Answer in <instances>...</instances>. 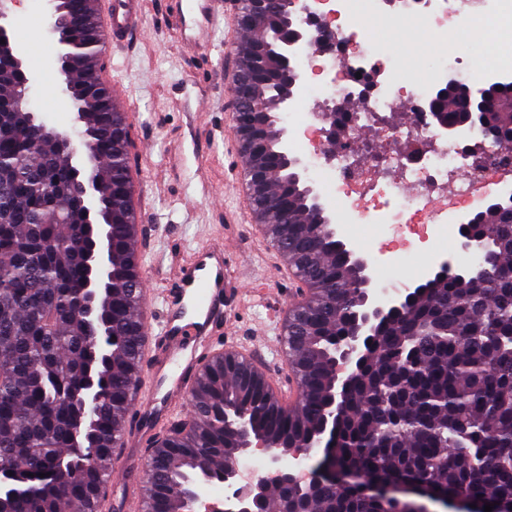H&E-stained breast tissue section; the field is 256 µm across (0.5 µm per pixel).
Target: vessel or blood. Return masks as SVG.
Masks as SVG:
<instances>
[{
	"label": "vessel or blood",
	"mask_w": 512,
	"mask_h": 512,
	"mask_svg": "<svg viewBox=\"0 0 512 512\" xmlns=\"http://www.w3.org/2000/svg\"><path fill=\"white\" fill-rule=\"evenodd\" d=\"M166 22L175 26L182 44L200 51L209 45L210 26L224 12L223 0H167ZM143 0H104L101 30L105 49L127 44L142 28ZM224 245L213 242L192 251L171 283L144 289L137 312L142 324L146 363L142 394L132 400L137 415L152 414L153 428L127 433L124 446L141 447L177 419L200 366L224 352V324L244 295L266 297L265 282L241 283L230 270Z\"/></svg>",
	"instance_id": "b4317fda"
}]
</instances>
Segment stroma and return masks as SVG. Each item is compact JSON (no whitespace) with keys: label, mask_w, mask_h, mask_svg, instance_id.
Instances as JSON below:
<instances>
[{"label":"stroma","mask_w":512,"mask_h":512,"mask_svg":"<svg viewBox=\"0 0 512 512\" xmlns=\"http://www.w3.org/2000/svg\"><path fill=\"white\" fill-rule=\"evenodd\" d=\"M9 33L15 52L29 75V95L34 112L49 126L72 124V108L64 95L48 97V79L58 71L59 46L47 33L46 0H7ZM166 0H144L143 33L135 46L113 49L100 64L111 67L112 77L125 90L132 108L128 112L131 172L137 175L151 287L162 288L196 247L214 239L224 242L236 277L244 281L266 278L267 300L248 302L236 313L224 333L230 341L254 346L259 330L272 343H280L279 326L270 324L271 303L288 304V290L300 280L274 276L281 260L268 241L255 232L253 212L247 211L237 189V157L241 142L234 132L233 83L236 46L223 25L214 29L210 56L196 58L180 44L169 26ZM40 44L30 53L25 44L30 33ZM441 29L422 19L401 32L406 71H417L425 53L448 56L438 45ZM449 261L462 272L474 264L459 237L439 245L438 252L412 251L410 256H390L372 263L371 276L382 286L397 289L432 278L440 263Z\"/></svg>","instance_id":"obj_1"}]
</instances>
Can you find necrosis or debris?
<instances>
[{
  "label": "necrosis or debris",
  "mask_w": 512,
  "mask_h": 512,
  "mask_svg": "<svg viewBox=\"0 0 512 512\" xmlns=\"http://www.w3.org/2000/svg\"><path fill=\"white\" fill-rule=\"evenodd\" d=\"M318 17L298 70L307 91L288 115L294 148L309 159L344 224L378 228L381 254L411 251L454 233L452 218L512 189V143L445 137L420 106L444 71L473 79L478 49L469 36L458 56L402 79L401 43L385 29L419 17L476 20L489 0H311Z\"/></svg>",
  "instance_id": "necrosis-or-debris-1"
}]
</instances>
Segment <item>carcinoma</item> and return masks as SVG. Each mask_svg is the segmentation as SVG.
<instances>
[{
	"label": "carcinoma",
	"instance_id": "1",
	"mask_svg": "<svg viewBox=\"0 0 512 512\" xmlns=\"http://www.w3.org/2000/svg\"><path fill=\"white\" fill-rule=\"evenodd\" d=\"M56 7L72 22L62 37L74 61L68 72L73 95L86 112L84 137L94 148L90 173L112 186L100 204L112 254L100 307L110 339L100 355L82 314L83 206L76 201L62 213L54 201V191L72 179L67 159L55 154L26 112L12 107L19 78L0 56V183L10 187L0 197V477L14 488L0 496V512H69L77 504L104 512L102 495L122 437L144 423L130 407L141 363L134 312L142 260L125 117L96 78L102 50L96 0H57ZM293 22L284 8L266 23L244 25L253 36L239 50L238 69L248 68L246 51L254 43L267 41L279 52L271 38ZM249 90L271 117L262 143L243 149L246 175L263 176L252 190L253 211L272 247L309 288L282 327L299 400L292 408L280 404L241 355L206 364L189 395L190 415L148 448L143 512H186L183 491L198 476L224 479L246 439L280 451L315 444L336 391V348L351 327L359 272L281 156L286 79L273 65L251 73ZM436 117L461 118L457 91H448ZM491 123V141L512 142V109ZM44 156L50 162L37 176L17 174ZM272 200L288 209V223H281ZM483 226L493 257L488 271L476 280L426 281L418 297L378 329L336 418V447L327 456L338 473L423 483L436 495L512 512V223L488 212ZM90 375L102 399L87 411L81 397ZM63 457L71 460L67 477L46 476ZM289 503L306 512H388L362 486L326 481L310 488L276 485L259 510L287 512Z\"/></svg>",
	"mask_w": 512,
	"mask_h": 512
}]
</instances>
